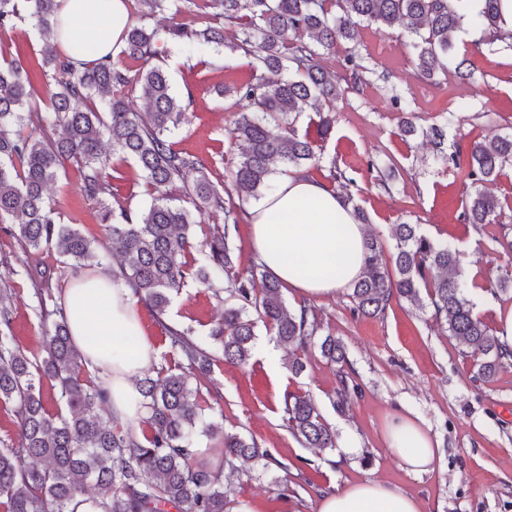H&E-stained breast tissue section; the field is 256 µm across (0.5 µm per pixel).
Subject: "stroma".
<instances>
[{
	"label": "stroma",
	"mask_w": 512,
	"mask_h": 512,
	"mask_svg": "<svg viewBox=\"0 0 512 512\" xmlns=\"http://www.w3.org/2000/svg\"><path fill=\"white\" fill-rule=\"evenodd\" d=\"M408 36L377 25L358 26L353 41L340 46L327 65L340 70L346 54L363 65V80L336 101V119L321 159L309 175L327 179L330 165L345 168L352 179L355 204L368 215L369 232L391 242L402 222L420 223L424 233L452 244L464 268L479 267L502 281L498 295L474 298L475 313L498 326L501 312L512 308V258L494 250L491 228L461 223L459 214L475 187L464 170L435 161L422 136L401 133L400 117L409 112L417 127H428L451 110L458 121L448 127L446 155H465L471 142L512 133V52L471 55L474 81L453 76H417L406 48ZM172 83L191 104L174 130L175 148L201 155L212 180H225L234 150L228 134L237 110L235 86L252 79L247 56L221 48L203 62L187 60L171 44L160 47ZM118 197L131 208H148L153 196L136 163L114 155ZM81 170L66 164L48 192L58 200L64 220L92 236H103L95 207L80 194ZM52 269V287H69L70 270L56 252H28L0 228V281L16 295L13 329L21 349L42 350L43 332L34 313L36 300L24 270L29 265ZM350 288L315 300L322 331L346 348L345 366L327 363L310 350L306 369L292 374L287 347L258 328L252 360L241 367L214 365L200 378L202 390L218 395L226 432L254 439L272 458L301 466L307 489L281 495L259 465L246 462L225 473L229 512H318L319 491L363 480H382L416 497L422 512H512V367L485 383L466 349L437 322L431 310L404 300L390 303L382 316L354 314ZM224 313V304L204 285L191 282L172 298L166 320L204 333ZM350 387L347 403L338 406L340 375ZM313 397L337 438H350L355 453L343 448H307L289 432L282 411L287 393ZM413 413L440 448L431 471H406L384 443V430L396 415Z\"/></svg>",
	"instance_id": "35a3bbf8"
}]
</instances>
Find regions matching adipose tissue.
Returning <instances> with one entry per match:
<instances>
[{"mask_svg": "<svg viewBox=\"0 0 512 512\" xmlns=\"http://www.w3.org/2000/svg\"><path fill=\"white\" fill-rule=\"evenodd\" d=\"M59 3L58 43L69 45L77 32H88L89 60L122 45L125 0ZM248 219L257 261L300 295L332 296L359 277L366 227L325 183L296 174L279 177L277 192L253 204ZM68 298L79 304L69 314L75 345L107 376L113 409L123 419H137L134 378L150 364L154 352L143 343L129 354L121 343L122 337L141 333L130 288L123 280L96 273L77 279ZM385 442L408 472H427L436 461V444L414 417H394L385 428ZM319 512H421V507L389 483L365 480L324 492Z\"/></svg>", "mask_w": 512, "mask_h": 512, "instance_id": "obj_1", "label": "adipose tissue"}]
</instances>
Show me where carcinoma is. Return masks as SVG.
<instances>
[{
	"mask_svg": "<svg viewBox=\"0 0 512 512\" xmlns=\"http://www.w3.org/2000/svg\"><path fill=\"white\" fill-rule=\"evenodd\" d=\"M137 22L128 24L118 57L78 59L85 45L56 47L57 0H0V34L25 25L43 43L41 90L31 81L32 66L0 50V224L26 250H56L72 275L101 268L122 277L138 301L156 312L171 349L181 358L173 368L144 374L136 383L147 429L137 432L116 416L109 385L89 370L73 343L66 313L50 288L51 273L27 270L39 299L44 328L43 355L30 358L12 331L13 297L0 288V406L12 407L16 437L0 440V512H226L224 471L199 460V437L223 448V462L263 461L270 455L254 439L223 432V413L192 377L206 376L220 362L239 366L253 356L256 329L263 325L279 340L306 352L315 347L330 363L347 362L343 344L321 334L318 310L303 301L288 304L284 286L267 271L255 277L233 272V231L241 204L273 190L272 175L298 174L318 160L314 141L299 134V116L311 111L319 140L331 135L341 86L324 56L354 38L360 23L386 30L401 27L420 74L448 72L458 54V34L469 32L477 51L512 50V30L499 25V0L465 19L451 0H126ZM170 15L159 28L149 21ZM234 29L231 50L252 58L259 75L234 87L248 106L233 116L231 138L238 153L230 184L209 177L207 161L170 141L188 104L179 97L167 70L153 62L156 43L165 38L189 59L224 46V27ZM453 76L472 81L467 54ZM138 98L146 116L129 109ZM455 112L422 130L437 148ZM133 159L154 195L145 212L115 199L110 189L112 155ZM82 171L80 191L95 205L105 241L63 222L47 188L65 162ZM512 164V135L490 145L471 144L466 177L492 182ZM238 202H225L224 196ZM499 200L477 190L460 220L484 227L500 223ZM221 212L224 224L212 228L205 249L195 256L194 214ZM389 250L375 236L364 241L361 276L350 284L353 311L384 314L394 298L420 309L433 308L449 335L468 349L477 377L489 383L512 365V347L473 311L465 294L460 251L442 244L417 224L393 230ZM195 280L228 293L224 317L204 335L167 324L171 295ZM56 390V411L44 404L42 387ZM283 413L292 435L306 448L336 447V433L310 396L289 393ZM283 495L302 472L286 463ZM93 485L97 493H87Z\"/></svg>",
	"mask_w": 512,
	"mask_h": 512,
	"instance_id": "1",
	"label": "carcinoma"
}]
</instances>
